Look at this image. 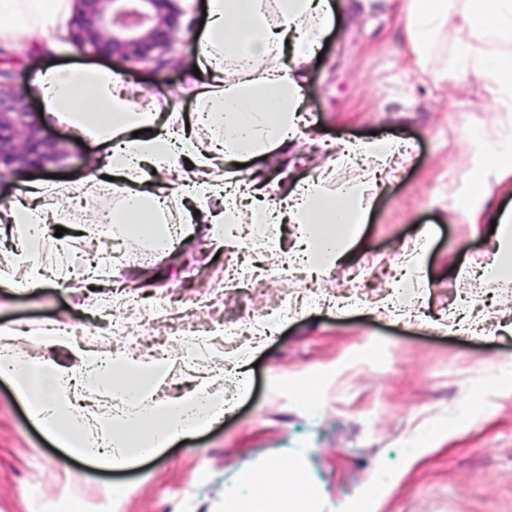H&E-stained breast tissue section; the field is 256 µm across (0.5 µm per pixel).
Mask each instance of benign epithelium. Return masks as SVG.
I'll use <instances>...</instances> for the list:
<instances>
[{"label":"benign epithelium","mask_w":512,"mask_h":512,"mask_svg":"<svg viewBox=\"0 0 512 512\" xmlns=\"http://www.w3.org/2000/svg\"><path fill=\"white\" fill-rule=\"evenodd\" d=\"M72 36L96 52L129 61L147 58L166 47L179 24V0H78ZM44 141L19 94L0 93V179L43 162Z\"/></svg>","instance_id":"1"}]
</instances>
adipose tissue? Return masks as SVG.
<instances>
[{"instance_id": "1", "label": "adipose tissue", "mask_w": 512, "mask_h": 512, "mask_svg": "<svg viewBox=\"0 0 512 512\" xmlns=\"http://www.w3.org/2000/svg\"><path fill=\"white\" fill-rule=\"evenodd\" d=\"M57 0H0V32L52 24ZM402 60L416 73L428 71L438 37L454 32L453 58L441 79L477 75L492 86L490 130L470 136L468 167L454 193L468 223L485 221L493 188L512 190V0H404ZM333 19L328 0H208L199 69L215 74L210 85H192L193 123L171 113L159 124L156 112L138 108L119 90L112 70L60 65L40 71L32 88L48 118L65 123L100 152L94 181L109 195L94 219L72 215L84 233L107 231L136 237L159 256L172 249L173 234L204 232L220 248L286 251L322 275L350 260L372 202L385 181L410 156L408 143L394 137L337 140L325 163L287 182L268 183L247 175L243 163L263 156L289 157L303 120L308 65ZM288 54V62L277 57ZM247 67H239V59ZM211 135L202 142L197 128ZM184 178L162 194L160 184L185 166ZM352 180H338L345 169ZM57 185L28 183L27 201L0 208V224L15 240L0 250V278L23 277L28 289L71 282L75 266L68 242H56L53 261L38 256L48 235L43 201ZM495 249L482 268L485 278L512 271V210L495 216ZM292 224L296 238L283 248L271 229ZM430 234L422 232L396 259L395 277L378 299L397 318L411 317L428 288L425 256ZM113 275L98 261L87 262L82 286L86 306L111 318L116 298ZM23 344L37 345L38 358L21 356ZM247 354H231L225 369L190 376L179 394L158 397L167 370L163 359H134L121 350L103 351L79 341L74 326L0 328V376L8 379L32 422L72 456L109 470L133 467L154 456L188 430L203 429L224 415L218 388L227 375L247 382ZM114 404L112 417L96 409L98 398ZM250 491L226 499L224 512H305L310 487L293 465L266 467L249 479Z\"/></svg>"}]
</instances>
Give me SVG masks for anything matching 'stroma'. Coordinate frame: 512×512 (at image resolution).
<instances>
[{
	"label": "stroma",
	"mask_w": 512,
	"mask_h": 512,
	"mask_svg": "<svg viewBox=\"0 0 512 512\" xmlns=\"http://www.w3.org/2000/svg\"><path fill=\"white\" fill-rule=\"evenodd\" d=\"M335 19L320 39L304 89L307 125L293 155L309 171L327 159L326 144L394 136L408 141L412 160L376 196L355 245V264L378 263L364 290L380 295L402 246L430 229L429 288L422 313L430 325L398 322L363 307L331 308L344 292V269L307 283L295 272L270 276L217 293L226 268L241 261L203 235L177 240L156 257L139 239L114 243L113 266L132 300L167 308L149 328L132 326L130 338L109 337L110 327L81 310L82 289L50 285L28 291L0 283V326L59 321L82 328L93 346L159 353L168 334L184 328L181 309L196 329L221 324L238 329L225 348L246 344L242 329L312 285L318 305L291 310L287 321L253 355L248 390L224 381L228 412L211 428L185 434L151 459L125 472H108L71 458L30 420L10 383L0 378V512H73L76 504L99 512H224V499L245 493L249 477L271 463L299 467L312 490V512H361L371 488L384 482L375 512H512V335L497 331L512 317V293L497 283L457 278L460 265L480 269L494 244L487 224H468L452 195L467 167L466 137L494 119L492 94L482 78L434 82L451 54L445 37L431 77L409 71L398 46L401 17L373 0L362 15L331 0ZM206 0H180V26L168 47L135 64L74 43L71 21L78 0H63L62 21L0 38V90L23 93L56 156L33 171L0 180V204L9 205L29 179L57 174L61 189L45 208L64 219L75 202L95 215L99 193L86 182L98 150L77 142L65 125L44 119L32 90L48 67L84 63L120 73L135 98L151 96L160 117L196 109L183 88L194 76ZM473 310L483 331L465 336L441 329L449 315ZM314 385V400L295 393ZM466 426L445 439L435 431L453 421ZM123 483L125 495L106 494Z\"/></svg>",
	"instance_id": "1"
}]
</instances>
